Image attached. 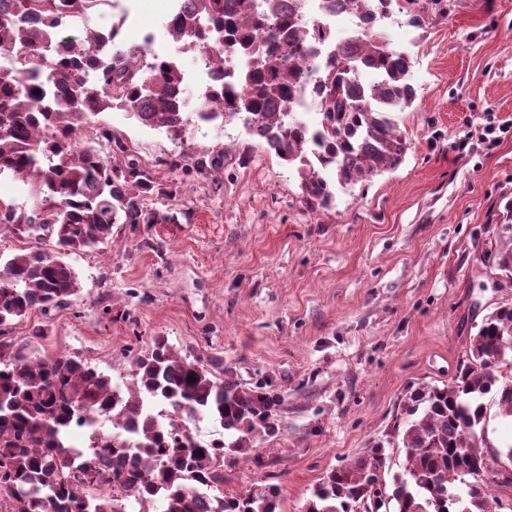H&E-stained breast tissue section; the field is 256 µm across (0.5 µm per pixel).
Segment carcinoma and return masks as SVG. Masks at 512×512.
<instances>
[{
    "instance_id": "1",
    "label": "carcinoma",
    "mask_w": 512,
    "mask_h": 512,
    "mask_svg": "<svg viewBox=\"0 0 512 512\" xmlns=\"http://www.w3.org/2000/svg\"><path fill=\"white\" fill-rule=\"evenodd\" d=\"M168 26L176 42L205 59L244 57L243 67L210 92L220 112L196 118L253 125L259 144L296 168L303 203L327 207L344 187L396 169L409 144L394 114L416 90L412 63L371 27L357 47L330 57L320 73V112L308 128L291 112L308 77L299 60L310 42L330 34L309 30L297 8L281 0H186ZM419 18L448 14L450 0H353ZM96 0H0V177L19 181L31 210L0 199V226L49 245L48 251L3 257L0 326L33 310L48 316L69 307L81 290L67 262L99 249L115 224H156L170 217L143 210L154 187L148 170L130 158L125 140L95 117L116 105L143 126L178 136L184 100L181 71L169 61H142L113 34L84 29L60 34L95 10ZM107 53L99 80L85 72ZM94 145H84V136ZM500 236L506 244L488 260L512 280V201ZM0 342V500L8 512H281L274 485L224 493V458L235 457L279 432L280 395L259 383L219 379L211 360L178 356L158 337L133 360L123 384L66 354L32 358ZM194 381H187L188 377ZM512 421V304L488 314L470 340L451 383L412 393L400 442L406 466L387 484L383 447L333 468L321 478L305 512H497L494 488L512 490L504 474L467 487L471 464L512 465V441H489L492 407ZM112 413V433L74 436L77 416ZM203 417L224 429L210 448L181 430Z\"/></svg>"
}]
</instances>
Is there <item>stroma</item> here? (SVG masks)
Listing matches in <instances>:
<instances>
[{"label": "stroma", "instance_id": "obj_1", "mask_svg": "<svg viewBox=\"0 0 512 512\" xmlns=\"http://www.w3.org/2000/svg\"><path fill=\"white\" fill-rule=\"evenodd\" d=\"M172 9L145 0L120 47L141 45ZM391 37L414 47L417 96L395 116L407 155L314 212L295 168L238 121L191 117L174 137L121 108L101 113L151 172L144 208L169 220L113 225L103 249L71 255L79 296L5 325L6 339L121 381L161 336L180 356L217 357L216 376L270 385L280 432L225 458L224 489L278 485L282 512H305L327 470L378 444L402 473L407 398L451 382L483 318L512 303L483 258L512 200V0H456L446 20ZM491 117L511 126L493 145L480 138ZM182 149L224 167L170 169ZM37 325L47 336L32 337Z\"/></svg>", "mask_w": 512, "mask_h": 512}]
</instances>
